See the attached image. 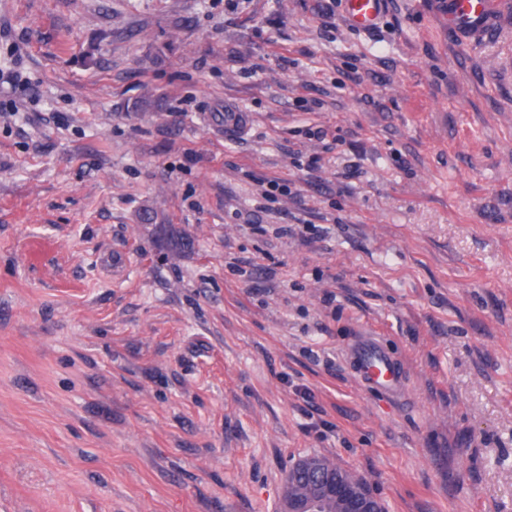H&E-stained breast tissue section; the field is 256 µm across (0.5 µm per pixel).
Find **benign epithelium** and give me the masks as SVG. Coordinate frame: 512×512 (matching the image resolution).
I'll return each mask as SVG.
<instances>
[{"mask_svg": "<svg viewBox=\"0 0 512 512\" xmlns=\"http://www.w3.org/2000/svg\"><path fill=\"white\" fill-rule=\"evenodd\" d=\"M301 470L313 482V495L306 500L281 501L280 512H320L321 502L332 499L341 506V512H385V506L361 477L346 478L334 473H324L319 460L314 456L304 457L288 470Z\"/></svg>", "mask_w": 512, "mask_h": 512, "instance_id": "benign-epithelium-1", "label": "benign epithelium"}]
</instances>
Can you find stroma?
<instances>
[{"label": "stroma", "mask_w": 512, "mask_h": 512, "mask_svg": "<svg viewBox=\"0 0 512 512\" xmlns=\"http://www.w3.org/2000/svg\"><path fill=\"white\" fill-rule=\"evenodd\" d=\"M343 3L0 0V512H277L310 454L512 512V12ZM385 0H345L349 24L358 29H372L384 14ZM448 19V32L461 41L489 36L498 22L495 0H435ZM350 358L362 388L392 397L404 390L403 367L381 339H359L350 349Z\"/></svg>", "instance_id": "stroma-1"}]
</instances>
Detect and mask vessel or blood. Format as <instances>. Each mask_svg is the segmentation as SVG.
Here are the masks:
<instances>
[{
  "label": "vessel or blood",
  "mask_w": 512,
  "mask_h": 512,
  "mask_svg": "<svg viewBox=\"0 0 512 512\" xmlns=\"http://www.w3.org/2000/svg\"><path fill=\"white\" fill-rule=\"evenodd\" d=\"M385 0H345L349 24L372 29L384 14ZM497 0H437L448 20V31L459 40L489 36L498 22ZM350 358L360 386L389 396L405 388L404 370L381 339H361L350 349Z\"/></svg>",
  "instance_id": "vessel-or-blood-1"
}]
</instances>
